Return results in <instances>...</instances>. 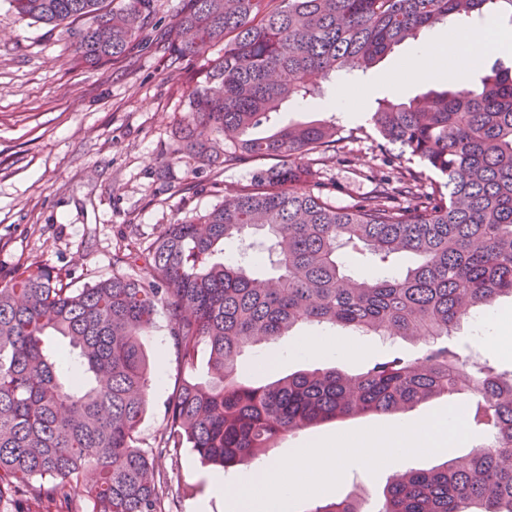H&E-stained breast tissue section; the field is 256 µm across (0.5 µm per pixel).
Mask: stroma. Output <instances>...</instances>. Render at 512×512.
<instances>
[{"label":"stroma","instance_id":"35a3bbf8","mask_svg":"<svg viewBox=\"0 0 512 512\" xmlns=\"http://www.w3.org/2000/svg\"><path fill=\"white\" fill-rule=\"evenodd\" d=\"M184 0H154V11L126 54L101 66L82 63L68 25L49 28L19 17L0 0V271L31 263L70 273L75 287L111 276L113 256L126 245L149 247L165 225L222 202L224 190L249 184L262 170L287 165L284 157L244 158L235 165L205 166L185 149L180 130L189 120L190 78L222 55L214 46L193 60L171 54L168 33ZM445 21L418 40L395 46L351 82L368 88V101L404 100L450 86V79L409 80L394 88L390 76L418 43L445 36ZM342 148L324 160L321 176L338 205H351L373 189L364 172L381 169L385 157L371 126L341 121ZM166 318L144 340L154 364L141 446L154 447L167 424V402L184 372L167 335ZM285 336L268 348L245 349V374L257 376L268 357L272 375L333 367L357 373L392 354L420 356L423 344L399 338L371 339L364 354L339 360L297 357ZM384 416L330 422L284 437L269 459L323 438L383 427ZM174 512H227L211 481L217 472L201 465L191 449L159 458ZM391 468L370 473L350 468L338 487L298 503L311 512L350 495L375 512Z\"/></svg>","mask_w":512,"mask_h":512}]
</instances>
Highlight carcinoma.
Listing matches in <instances>:
<instances>
[{"label":"carcinoma","mask_w":512,"mask_h":512,"mask_svg":"<svg viewBox=\"0 0 512 512\" xmlns=\"http://www.w3.org/2000/svg\"><path fill=\"white\" fill-rule=\"evenodd\" d=\"M154 0H10L17 15L54 28L86 18L82 61L119 58ZM512 0H187L169 44L180 60L224 44L192 81L187 150L204 165L243 156L339 152L334 119L288 124L262 137L283 103L319 99L312 77L365 71L395 46L449 17L466 24ZM368 123L390 171L365 178L372 192L348 207L311 189L317 169L290 164L159 233L145 253H125L122 274L82 288L59 270L29 264L0 276V512H83L73 486L92 469L91 512H172L140 447L152 370L143 338L159 314L180 366L208 349V379L185 377L168 401L159 454L192 449L231 468L266 456L288 433L363 415L403 414L469 392L488 442L430 469L396 472L377 512H512V376L460 355L448 339L477 311L512 299V66L480 85L406 102L384 99ZM418 160L443 178L427 186ZM261 234L266 248L210 263L216 248ZM346 250L386 263L419 259L404 274L357 277ZM270 262L274 274L253 268ZM149 276L136 274L139 264ZM304 325L358 336L401 337L422 356L393 357L362 373L298 371L256 385L238 372L241 353ZM61 336L68 346L49 339ZM312 512H364L345 498Z\"/></svg>","instance_id":"carcinoma-1"}]
</instances>
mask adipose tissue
<instances>
[{"instance_id":"ef3b65f1","label":"adipose tissue","mask_w":512,"mask_h":512,"mask_svg":"<svg viewBox=\"0 0 512 512\" xmlns=\"http://www.w3.org/2000/svg\"><path fill=\"white\" fill-rule=\"evenodd\" d=\"M498 27L491 19L477 21L459 33L449 35L436 45L415 48L402 62L401 69L414 77L461 78L465 69L480 60V48L489 36L497 34ZM364 348L361 337L347 334L333 336H302L292 344L293 352L322 356L333 354L341 359H351Z\"/></svg>"}]
</instances>
